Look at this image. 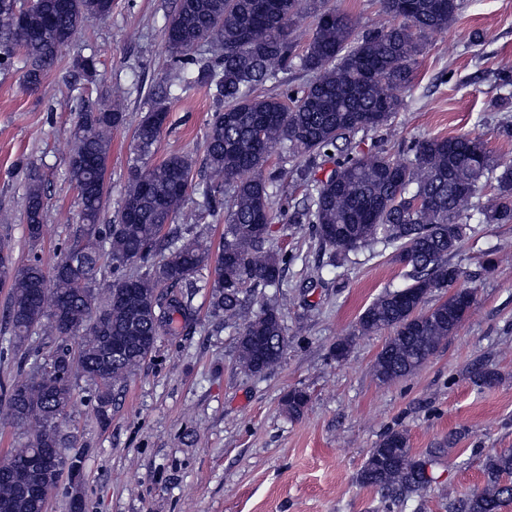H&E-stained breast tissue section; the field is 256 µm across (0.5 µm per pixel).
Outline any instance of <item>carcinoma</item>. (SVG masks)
Returning a JSON list of instances; mask_svg holds the SVG:
<instances>
[{"mask_svg":"<svg viewBox=\"0 0 512 512\" xmlns=\"http://www.w3.org/2000/svg\"><path fill=\"white\" fill-rule=\"evenodd\" d=\"M66 2L61 10L54 0H0V45L23 50L31 89L43 85L58 50L86 17L112 13V0ZM460 8V0H382L381 19L361 29L328 0H178L165 41L172 58L186 66L180 89L204 87L221 106L205 135L209 174L201 187L206 208L224 214L215 253L173 223L187 201L193 158L174 152L159 163L145 162L163 131L154 115L168 112L170 91L154 94L135 129L122 203L104 226L99 221L112 130L125 124L126 115L118 99L97 105L75 100L78 121L67 170L78 191L79 235L50 273L36 260L16 264L0 249V283L12 291V347L32 360L27 380L12 386L3 405L5 419L30 436L0 469V503L11 512L46 508L59 484L40 478L36 460L47 449L63 453L61 473L80 477V456L66 453L73 440L56 422V414L71 406V379L80 376L95 387L100 418L107 421L112 395L151 356L158 339L190 334L200 272L209 273L211 313L236 330L239 368L261 374L280 362L288 345V295L275 305L251 306L256 289L280 287L292 259L270 244L275 222L311 225L335 256L377 242L394 248L406 284L378 296L357 321L359 335L390 332L372 366L379 383L411 375L458 330L477 290L450 256L473 233L471 212L485 224H512V164L498 162L473 133L414 140L403 162L382 149L356 153L351 143L358 132L386 126L402 109L398 91L418 65L421 34L448 29ZM306 9L314 14V27L298 52L294 31ZM212 36L217 51L196 56ZM296 65L312 80L290 90L288 100L255 94ZM277 148L292 168L264 170ZM336 150L345 153L336 169L324 180L311 179L318 160ZM290 170L311 181L313 192L301 206L276 210L273 198ZM247 172L253 176L244 177ZM488 186L493 194L487 198ZM25 199L28 241L35 247L43 238L44 190L34 171L27 175ZM106 264L112 281L103 288ZM130 265L138 266L136 274L126 273ZM434 291L448 296L422 310ZM91 301L99 323L75 347L68 329L91 322ZM469 379L483 389L501 377L480 365ZM309 401L307 392L293 389L282 410L298 418ZM461 440L462 433L450 432L437 448L418 455L405 429L390 428L370 450L357 482L380 493L386 512L395 502L423 496L435 483L432 466ZM483 473V486L451 501L448 512H502L512 503V448L486 455Z\"/></svg>","mask_w":512,"mask_h":512,"instance_id":"1","label":"carcinoma"}]
</instances>
